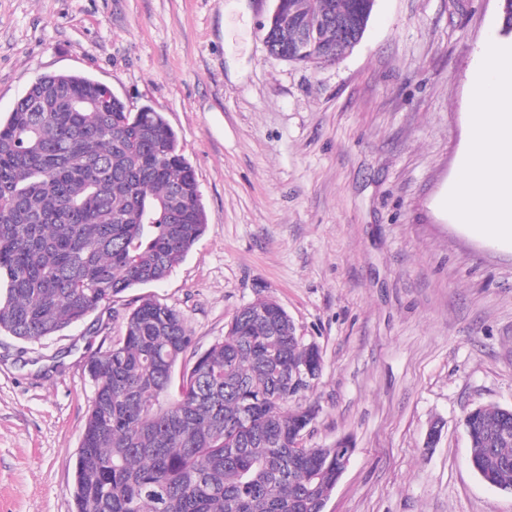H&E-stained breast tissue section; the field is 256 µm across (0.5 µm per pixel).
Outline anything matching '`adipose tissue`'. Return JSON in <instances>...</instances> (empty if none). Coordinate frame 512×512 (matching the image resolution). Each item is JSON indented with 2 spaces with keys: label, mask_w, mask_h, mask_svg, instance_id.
Instances as JSON below:
<instances>
[{
  "label": "adipose tissue",
  "mask_w": 512,
  "mask_h": 512,
  "mask_svg": "<svg viewBox=\"0 0 512 512\" xmlns=\"http://www.w3.org/2000/svg\"><path fill=\"white\" fill-rule=\"evenodd\" d=\"M472 97L448 210L474 237L512 245V46L488 39Z\"/></svg>",
  "instance_id": "obj_1"
}]
</instances>
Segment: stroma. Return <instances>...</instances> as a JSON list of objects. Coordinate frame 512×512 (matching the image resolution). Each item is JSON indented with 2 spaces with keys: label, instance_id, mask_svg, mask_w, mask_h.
<instances>
[{
  "label": "stroma",
  "instance_id": "1",
  "mask_svg": "<svg viewBox=\"0 0 512 512\" xmlns=\"http://www.w3.org/2000/svg\"><path fill=\"white\" fill-rule=\"evenodd\" d=\"M229 2L0 0V118L42 75L89 76L164 113L207 214L164 281L54 336L0 335V512H72L86 362L145 297L183 313L200 353L260 297L319 347L304 445L355 446L324 512H512L461 425L512 408V248L447 208L500 0H375L332 64L270 56L274 0H248L242 29Z\"/></svg>",
  "mask_w": 512,
  "mask_h": 512
}]
</instances>
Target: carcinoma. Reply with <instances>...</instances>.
<instances>
[{"mask_svg":"<svg viewBox=\"0 0 512 512\" xmlns=\"http://www.w3.org/2000/svg\"><path fill=\"white\" fill-rule=\"evenodd\" d=\"M299 21L274 37L292 62L343 52L325 19L362 38L372 0H283ZM315 29L317 53L298 32ZM98 81L38 78L0 120V334L38 341L82 322L132 289L164 280L204 234L195 170L163 113L117 96L88 105ZM238 311L224 339L185 362L184 315L150 299L87 363L93 397L76 462L75 512H321L341 477L336 447L298 449L316 406L291 387L322 372L317 345L294 334L268 299ZM180 375H175L179 364ZM467 463L512 492V409L467 412Z\"/></svg>","mask_w":512,"mask_h":512,"instance_id":"obj_1","label":"carcinoma"}]
</instances>
